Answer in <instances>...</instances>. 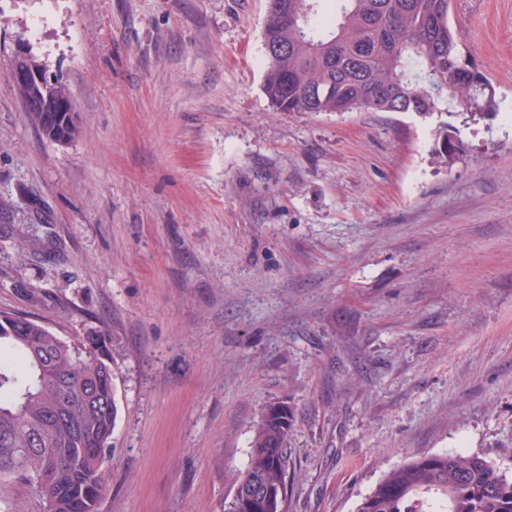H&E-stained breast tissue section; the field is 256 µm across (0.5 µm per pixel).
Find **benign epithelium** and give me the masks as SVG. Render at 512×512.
I'll return each instance as SVG.
<instances>
[{
  "instance_id": "obj_1",
  "label": "benign epithelium",
  "mask_w": 512,
  "mask_h": 512,
  "mask_svg": "<svg viewBox=\"0 0 512 512\" xmlns=\"http://www.w3.org/2000/svg\"><path fill=\"white\" fill-rule=\"evenodd\" d=\"M10 82L26 91L25 109L28 112H48L54 120H62L53 127L54 142L65 144L67 129L75 121V104L72 97H62L55 92L56 82L49 79L42 65L33 60L25 42L17 44L15 55L7 72Z\"/></svg>"
}]
</instances>
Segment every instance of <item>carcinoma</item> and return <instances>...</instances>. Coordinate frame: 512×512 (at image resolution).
Masks as SVG:
<instances>
[{
	"mask_svg": "<svg viewBox=\"0 0 512 512\" xmlns=\"http://www.w3.org/2000/svg\"><path fill=\"white\" fill-rule=\"evenodd\" d=\"M270 0L263 36V89L281 112L446 114L437 159L465 153L454 120L478 125L500 112L487 76L463 61L449 16L452 0ZM0 320V484L40 487L44 512H96L103 464L118 415L107 336L90 334L81 359L72 340L44 323ZM293 416L264 408L235 485L260 489L240 512H287L286 443ZM356 512H512V474L476 453L445 452L388 471Z\"/></svg>",
	"mask_w": 512,
	"mask_h": 512,
	"instance_id": "1",
	"label": "carcinoma"
}]
</instances>
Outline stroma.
I'll return each instance as SVG.
<instances>
[{
    "label": "stroma",
    "instance_id": "obj_1",
    "mask_svg": "<svg viewBox=\"0 0 512 512\" xmlns=\"http://www.w3.org/2000/svg\"><path fill=\"white\" fill-rule=\"evenodd\" d=\"M267 0H0V311L105 333L118 418L97 512H224L287 402L288 512H355L466 451L512 473V0H453L501 116L280 112ZM70 90L40 134L17 41ZM7 77L15 86L21 99L25 97V109L30 113L33 123L40 129L41 133L48 138L50 132L42 122V113H52L54 120L58 121L60 115L65 116L61 127L53 126L55 132L54 141L59 144H66L72 141L78 134V127L75 121V104L71 96L62 97L55 92L56 82L49 79L42 65L33 60V57L24 41H19L15 55L7 72ZM21 88V89H19ZM24 89V90H22ZM66 128H70L67 131Z\"/></svg>",
    "mask_w": 512,
    "mask_h": 512
}]
</instances>
